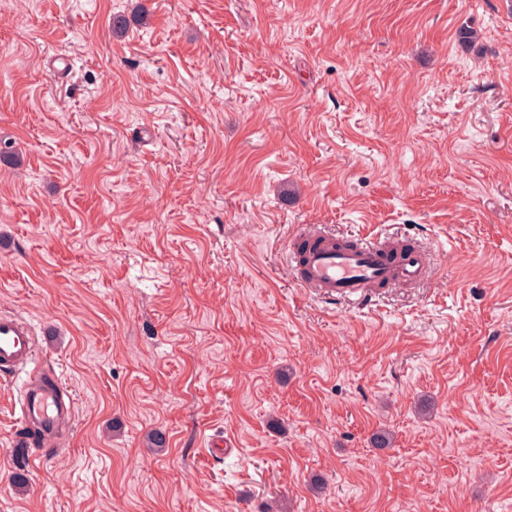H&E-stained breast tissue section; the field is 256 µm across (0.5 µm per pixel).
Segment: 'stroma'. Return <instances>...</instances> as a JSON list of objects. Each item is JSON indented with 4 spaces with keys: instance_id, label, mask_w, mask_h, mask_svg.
<instances>
[{
    "instance_id": "1",
    "label": "stroma",
    "mask_w": 512,
    "mask_h": 512,
    "mask_svg": "<svg viewBox=\"0 0 512 512\" xmlns=\"http://www.w3.org/2000/svg\"><path fill=\"white\" fill-rule=\"evenodd\" d=\"M0 142V311L76 399L17 463L0 378V512H512V0H0ZM300 228L432 270L330 304Z\"/></svg>"
}]
</instances>
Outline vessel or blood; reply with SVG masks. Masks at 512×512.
Returning a JSON list of instances; mask_svg holds the SVG:
<instances>
[{"mask_svg": "<svg viewBox=\"0 0 512 512\" xmlns=\"http://www.w3.org/2000/svg\"><path fill=\"white\" fill-rule=\"evenodd\" d=\"M294 238L309 243L306 262L296 269L300 284L339 301L365 302L374 284L420 282L430 264L428 253L419 249L390 258V251L396 248L392 242L350 245L332 235L309 236L300 230ZM46 371L32 325L18 315L1 313L0 374L27 373L19 394L20 418L23 423L37 424L50 438L71 423L75 398L61 378L43 384Z\"/></svg>", "mask_w": 512, "mask_h": 512, "instance_id": "1", "label": "vessel or blood"}]
</instances>
